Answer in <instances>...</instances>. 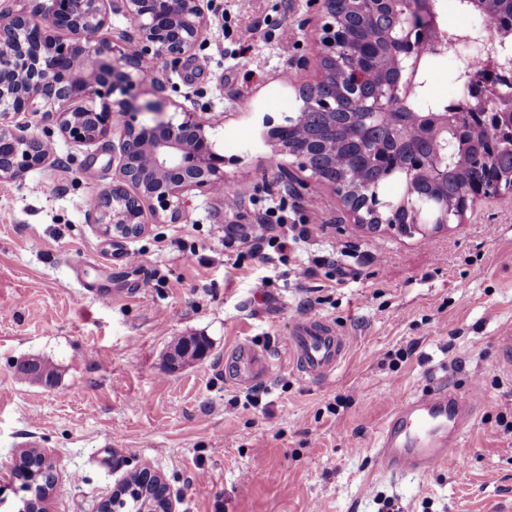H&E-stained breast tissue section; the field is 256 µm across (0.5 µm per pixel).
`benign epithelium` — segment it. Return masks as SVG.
I'll list each match as a JSON object with an SVG mask.
<instances>
[{
    "mask_svg": "<svg viewBox=\"0 0 512 512\" xmlns=\"http://www.w3.org/2000/svg\"><path fill=\"white\" fill-rule=\"evenodd\" d=\"M391 0H322L326 22L317 51L322 69L315 84L299 92L309 105L329 115L336 111V85L359 103L372 125L386 121L399 84L381 83L369 95L362 84L374 71L375 45L356 40L347 15L357 9L360 17L390 15ZM117 8L135 28L133 36H107L109 11ZM400 33L390 39V61L398 76L412 86L419 74L422 48L432 55L453 53L460 66L471 69L466 50L480 40L477 31H461L449 37L440 29L434 0H408L399 15ZM207 20L201 0H51L42 15L14 12L0 16V112H54L61 133L77 144H92L112 133L117 142L115 177L94 199L92 216L103 235L137 237L149 217L175 222L182 215V196L194 188L214 193L224 188V157L214 151L200 113L181 109L182 119L166 117L167 103L148 99L136 104L127 98L134 84L146 76V65L159 59L177 63L192 54L201 41ZM496 96L483 103L485 112L497 114L500 124H512V79L494 85ZM153 115L149 124L136 122L139 113ZM457 111L410 113L401 124L433 143L460 137L462 121L448 123ZM301 108L284 122L264 120L266 138L281 154L313 170L315 150L298 130L304 125ZM48 142L0 126V181H13L24 172L44 165L51 156ZM407 179L420 173L432 183L448 174L441 154L413 158L402 166ZM359 224H386V212L397 213L404 233L427 227L419 211L407 202L394 205L380 200L377 192L350 184L347 179L322 177ZM512 195V174H501L490 183L465 189L453 202L434 198V224L461 220L468 208L482 199Z\"/></svg>",
    "mask_w": 512,
    "mask_h": 512,
    "instance_id": "benign-epithelium-1",
    "label": "benign epithelium"
}]
</instances>
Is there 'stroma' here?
<instances>
[{
    "mask_svg": "<svg viewBox=\"0 0 512 512\" xmlns=\"http://www.w3.org/2000/svg\"><path fill=\"white\" fill-rule=\"evenodd\" d=\"M208 25L192 55L158 61L132 97L202 110L235 206L200 189L184 217L110 241L90 215L117 162L112 140L77 145L44 113L0 112L54 144L44 166L0 182V473L27 443L55 466L48 512H98L141 464L167 483L175 512H512V379L496 363L512 327V198L468 209L463 223L401 234L356 223L333 189L299 171L265 140L263 119L283 122L298 84L316 73L313 0H203ZM251 30L247 42L242 31ZM247 51L251 66L240 70ZM424 94L447 105L461 94L459 63L432 60ZM286 200L288 221L310 229L277 267L224 257V227L262 223ZM342 245L332 255L333 245ZM345 268L330 280L329 262ZM312 266L314 275L299 276ZM272 285L254 288L261 277ZM112 289L105 303L87 296ZM334 322L350 338L327 381L301 377L284 340L300 317ZM182 336H204L209 357L178 369L165 356ZM242 342L268 354L267 379L227 378ZM45 359L57 384L19 370ZM483 399L461 470L383 478L374 448L391 396L446 380Z\"/></svg>",
    "mask_w": 512,
    "mask_h": 512,
    "instance_id": "obj_1",
    "label": "stroma"
}]
</instances>
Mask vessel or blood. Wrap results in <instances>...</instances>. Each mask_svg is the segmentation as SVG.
<instances>
[{
  "label": "vessel or blood",
  "mask_w": 512,
  "mask_h": 512,
  "mask_svg": "<svg viewBox=\"0 0 512 512\" xmlns=\"http://www.w3.org/2000/svg\"><path fill=\"white\" fill-rule=\"evenodd\" d=\"M288 355L298 372L325 380L345 361L349 340L332 321L300 318L286 338ZM231 379L240 386L269 375L270 358L241 343L231 358ZM482 401L479 383L461 394L440 382L421 395L399 396L380 428L375 451L379 471L391 477H426L442 468L462 466L467 450L462 443Z\"/></svg>",
  "instance_id": "b4317fda"
}]
</instances>
